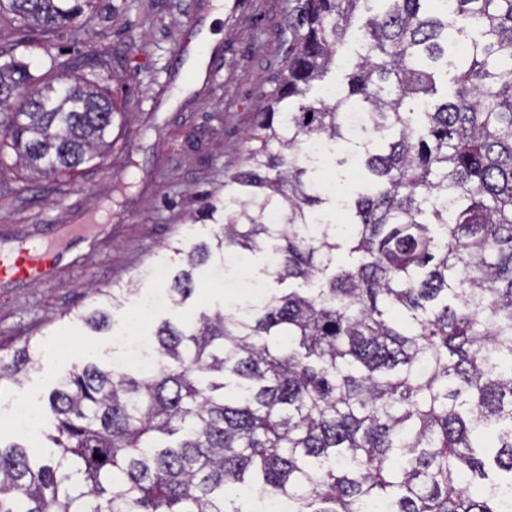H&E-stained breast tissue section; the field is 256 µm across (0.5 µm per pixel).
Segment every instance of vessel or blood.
Masks as SVG:
<instances>
[{"mask_svg": "<svg viewBox=\"0 0 512 512\" xmlns=\"http://www.w3.org/2000/svg\"><path fill=\"white\" fill-rule=\"evenodd\" d=\"M83 226H59L42 237L0 247V284L13 285L30 280L50 279L66 244L84 238Z\"/></svg>", "mask_w": 512, "mask_h": 512, "instance_id": "1", "label": "vessel or blood"}]
</instances>
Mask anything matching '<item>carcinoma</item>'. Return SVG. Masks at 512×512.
I'll return each mask as SVG.
<instances>
[{
    "label": "carcinoma",
    "mask_w": 512,
    "mask_h": 512,
    "mask_svg": "<svg viewBox=\"0 0 512 512\" xmlns=\"http://www.w3.org/2000/svg\"><path fill=\"white\" fill-rule=\"evenodd\" d=\"M369 2L294 0L257 146L203 206L222 222L166 245L171 306L197 267L228 284L247 254L257 293L162 320L149 368L60 380L49 455L0 443V512H245L234 488L288 512H512V0ZM93 4L0 0V24L42 46ZM330 80L333 100L315 93ZM115 112L67 59L0 64L20 179L103 158ZM312 140L348 147L352 189L323 191ZM89 291L75 318L98 331L124 291ZM40 356L26 339L0 384Z\"/></svg>",
    "instance_id": "1"
}]
</instances>
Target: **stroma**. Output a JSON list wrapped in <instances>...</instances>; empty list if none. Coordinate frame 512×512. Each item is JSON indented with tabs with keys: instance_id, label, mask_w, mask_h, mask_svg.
Masks as SVG:
<instances>
[{
	"instance_id": "obj_1",
	"label": "stroma",
	"mask_w": 512,
	"mask_h": 512,
	"mask_svg": "<svg viewBox=\"0 0 512 512\" xmlns=\"http://www.w3.org/2000/svg\"><path fill=\"white\" fill-rule=\"evenodd\" d=\"M292 0H95L79 34L52 39L44 49L16 47L0 27V50H13L33 74L53 56L107 60L93 81L109 88L120 107L112 148L83 165L73 180L31 175L22 183L0 175V244L38 238L46 228L93 224L96 233L69 245L57 282L0 286V357L32 337L42 344L38 369L21 383L0 385V420L19 408L25 421L0 439L39 446L52 421L47 396L75 367L106 368L131 339L146 340L154 322L193 320L222 305L228 291L197 270L194 296L170 311L166 289L175 270L148 278L128 294L108 330L94 332L74 314L91 307L89 285L124 288L156 266L166 245L188 233L202 197L220 188L228 164L249 148L246 132L264 92L285 60L286 17ZM153 298L150 323L130 327L126 314Z\"/></svg>"
}]
</instances>
